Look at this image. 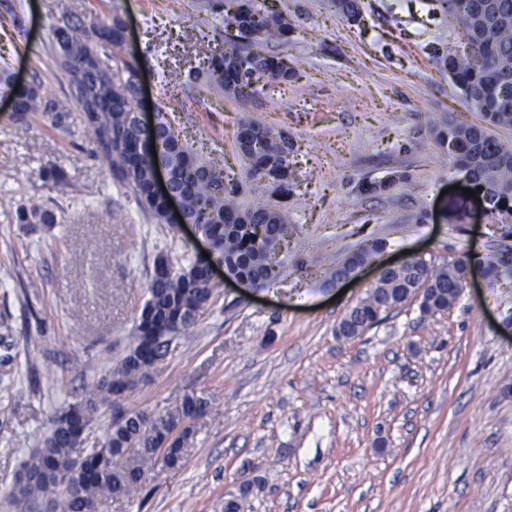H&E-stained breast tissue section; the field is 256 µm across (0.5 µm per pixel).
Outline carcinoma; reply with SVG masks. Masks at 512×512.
Here are the masks:
<instances>
[{"label":"carcinoma","mask_w":512,"mask_h":512,"mask_svg":"<svg viewBox=\"0 0 512 512\" xmlns=\"http://www.w3.org/2000/svg\"><path fill=\"white\" fill-rule=\"evenodd\" d=\"M445 10L463 27L467 48L449 50L438 57L459 90L466 110L481 122L450 120L433 129L436 141L452 148L453 162L469 176L488 203V211L503 221L502 237H512V145L495 130L512 128V0H442ZM336 11L352 22L361 13L360 0H330ZM224 31H236L232 47L208 55L205 82L242 98L254 91L262 78L286 82L294 75L291 60L268 52L273 40L288 42L295 32L294 17L271 7L267 0H219ZM122 20L86 26L65 17L54 30L57 53H65L72 65H58L67 77L76 101L79 124L89 134L96 157L105 162L114 182L132 190L139 206L154 219L166 222V204L153 192L157 166L168 169L171 188L180 196L184 215L202 227L213 240L216 261L224 264L249 287L271 284L283 275L277 256L296 226L288 222V200L293 197L296 174L286 158L283 134L261 122L242 123L235 135L244 159L243 175L231 179L224 166L200 159L193 145L181 139L157 111L151 128L133 123V88L141 75L135 59L123 55ZM93 71L97 82L89 90L73 80V67ZM20 117L44 113L50 123L69 130V105L44 96L42 84L18 86L11 92ZM254 183L264 184L268 197L255 206H244L240 197ZM19 224H54V213L40 205L21 207ZM375 242L347 257L334 277L351 274L371 261L379 250ZM172 269L151 277L148 298L135 327V336L120 362L101 377L84 398L68 406V416L53 414L48 435L40 448L28 455L23 471L28 481L9 491L15 512H31L35 502L48 512H87V504L100 505L112 498L130 497L141 488L146 469L161 461L177 465L181 448L192 435L194 416L188 409L207 401L196 395L184 398L180 411L148 415L126 413L112 419L99 448L79 450V424L88 423L104 407L131 391L147 374L144 358L162 359L187 335L212 298L214 284L206 279L199 261L175 267L166 254L154 266ZM512 267V249L492 254H468L441 265L423 257L385 272L336 326V336L352 339L382 320L387 311L411 299L422 312L444 314L460 299L463 282L476 274L504 275Z\"/></svg>","instance_id":"obj_1"}]
</instances>
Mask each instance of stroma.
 <instances>
[{
  "label": "stroma",
  "instance_id": "obj_1",
  "mask_svg": "<svg viewBox=\"0 0 512 512\" xmlns=\"http://www.w3.org/2000/svg\"><path fill=\"white\" fill-rule=\"evenodd\" d=\"M13 2L0 9V77L41 80L66 100L58 19L117 14L144 97L204 159L240 176L246 120L293 142L288 220L300 231L279 256L282 279L246 289L215 269L208 309L120 403L158 414L195 394L207 412L179 467H156L139 494L100 512H226L231 500L238 512H512V278H478L444 314L411 300L361 336H336L390 258L440 264L502 242L432 133L480 120L437 61L465 43L439 0H361L357 25L328 0H277L298 27L272 50L298 67L244 99L202 79L207 50L229 45L216 0ZM92 150L80 126L15 116L0 85V512L51 414L123 357L156 256L180 266L210 248L195 225L143 212ZM33 204L56 223H16ZM375 241L371 262L332 280Z\"/></svg>",
  "mask_w": 512,
  "mask_h": 512
}]
</instances>
